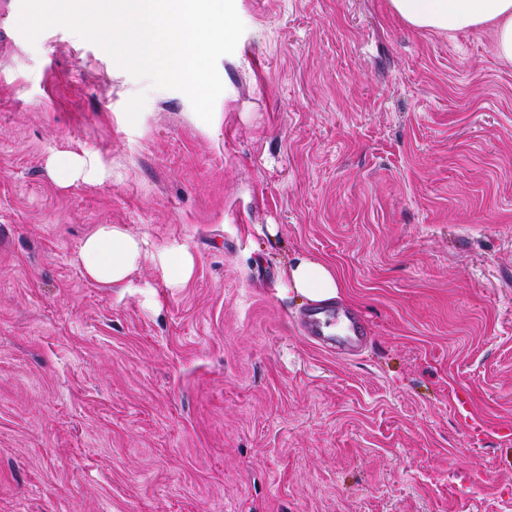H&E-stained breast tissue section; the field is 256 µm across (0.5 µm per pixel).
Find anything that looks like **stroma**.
Here are the masks:
<instances>
[{"mask_svg":"<svg viewBox=\"0 0 512 512\" xmlns=\"http://www.w3.org/2000/svg\"><path fill=\"white\" fill-rule=\"evenodd\" d=\"M235 6L210 129L0 0V512H512V64L389 0ZM67 143L111 178L58 187ZM101 224L149 243L126 287ZM302 255L358 354L302 335ZM147 242L116 224H101L81 243L78 257L97 284L116 286L148 257ZM162 258L171 282L181 284L190 279L194 269V258L186 248L170 247L164 251ZM288 293H294L309 303H325L342 297L343 285L336 270L326 263L309 257H297L283 271Z\"/></svg>","mask_w":512,"mask_h":512,"instance_id":"1","label":"stroma"}]
</instances>
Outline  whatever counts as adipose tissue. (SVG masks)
I'll return each instance as SVG.
<instances>
[{"mask_svg":"<svg viewBox=\"0 0 512 512\" xmlns=\"http://www.w3.org/2000/svg\"><path fill=\"white\" fill-rule=\"evenodd\" d=\"M392 11L419 29L459 32L491 29L498 57L512 64V0H390ZM48 169L63 187L77 181L96 184L111 175L101 158L88 151L59 149L52 153ZM145 240L115 224H101L82 242L78 257L87 275L97 284L116 286L147 258ZM286 292L311 303L341 297L343 286L335 269L308 257H298L283 271Z\"/></svg>","mask_w":512,"mask_h":512,"instance_id":"obj_1","label":"adipose tissue"}]
</instances>
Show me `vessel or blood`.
<instances>
[{
	"label": "vessel or blood",
	"mask_w": 512,
	"mask_h": 512,
	"mask_svg": "<svg viewBox=\"0 0 512 512\" xmlns=\"http://www.w3.org/2000/svg\"><path fill=\"white\" fill-rule=\"evenodd\" d=\"M340 318L344 321L341 335H330L327 324L330 320ZM300 329L313 343L320 347L329 346L339 351L355 352L364 344L368 335L366 323L358 316L344 311L318 306L306 311L300 319Z\"/></svg>",
	"instance_id": "obj_1"
}]
</instances>
